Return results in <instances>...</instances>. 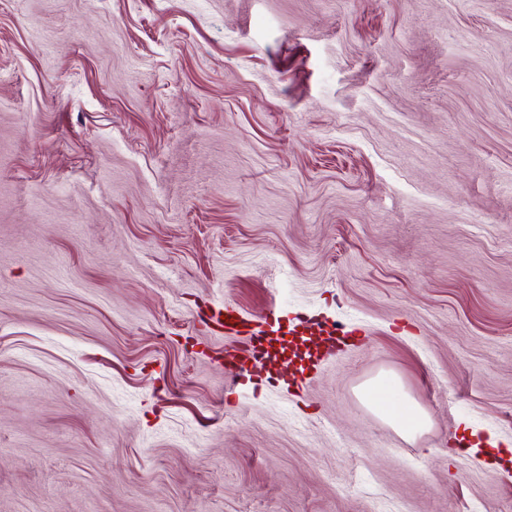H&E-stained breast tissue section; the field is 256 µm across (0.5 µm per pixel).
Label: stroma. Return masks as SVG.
Here are the masks:
<instances>
[{"label": "stroma", "instance_id": "obj_1", "mask_svg": "<svg viewBox=\"0 0 512 512\" xmlns=\"http://www.w3.org/2000/svg\"><path fill=\"white\" fill-rule=\"evenodd\" d=\"M383 503L512 512V0H0V512ZM394 392H396L395 383L388 378L373 380L361 389V395L391 425L403 429L409 435H415L427 429L430 424L429 417L413 400L401 396L397 407L389 404L388 395Z\"/></svg>", "mask_w": 512, "mask_h": 512}]
</instances>
